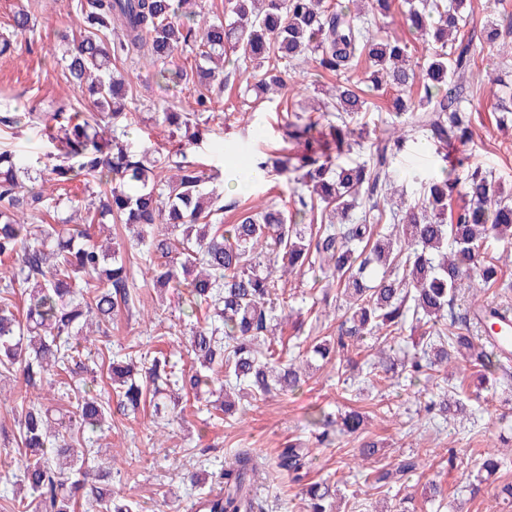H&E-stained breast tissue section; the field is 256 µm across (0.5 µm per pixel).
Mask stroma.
Segmentation results:
<instances>
[{
    "label": "stroma",
    "mask_w": 512,
    "mask_h": 512,
    "mask_svg": "<svg viewBox=\"0 0 512 512\" xmlns=\"http://www.w3.org/2000/svg\"><path fill=\"white\" fill-rule=\"evenodd\" d=\"M20 4L31 10L34 27L15 37L14 52L0 56V99L12 98L21 104L33 97L80 101V91L66 78L61 62L63 48L55 37L57 30L71 24L73 0H0V34L8 33L10 14ZM500 65V57L483 52L476 71L466 79L473 93L476 122L472 140L460 147L459 153L470 165L492 171L509 187L512 127L499 128L494 99ZM112 71L126 80L130 141L138 147H171L172 140L166 127L159 124L158 114L166 108L193 111L196 89L180 90L152 78L142 68L136 52L113 61ZM336 81L335 75H316L314 66L305 64L290 76L283 94L270 99L246 92L244 78L235 70L229 72L223 86L210 87L214 115L202 140L190 146L187 154L221 173L215 187L223 196L224 223H237L250 206L291 204L301 188L297 181L274 175L241 186L230 176L236 167L288 149L282 128L286 112L297 102L314 97L317 90L333 89ZM393 97L390 89L373 94L368 116L353 122V137L364 145L363 150L353 152V160L367 159V144L392 118ZM391 170L396 189L403 191L406 200L414 201L419 196V178L438 175L440 162L422 133L416 131L409 136L404 151L393 158ZM286 288L299 317L293 323L282 322L276 334L284 354L293 358L309 348L312 338L335 335L340 321L339 301L335 279L318 272L289 277ZM138 293L141 312L111 325L103 345L115 354L132 348L163 351L189 363L185 349L188 325H181L173 334L163 317L164 311L177 309V291H167L161 301L150 281L143 280ZM374 360V347L364 345L356 358L361 369L359 380L346 390L329 366L320 358H312L299 389L285 395L241 397L236 402V414L226 419L210 417L205 404L189 396L182 400L180 419L162 432L148 410L133 419L114 417L111 429L99 442L101 449L116 460L118 471L112 476V488L135 503V512H188L207 491L206 486L192 484L190 474L204 477L216 473L236 449L250 448L266 466L265 474L254 486L263 512H304L301 486L275 470L279 450L291 443H314V411H325L336 420L345 411L357 409L368 417L365 435L383 444L375 458L377 466L414 454L422 458L424 468L394 489H373L344 467L362 437L339 435L332 447L317 450L308 479L313 482L331 475L342 497L341 512H379L383 506L397 512L399 500L405 496L411 499L410 512H453L459 502L464 503L467 512H512V504L499 494L500 487L512 481V470L497 473L478 485L466 479L468 471L476 470L479 455L488 444L512 434V390L497 394L477 391L475 376L467 369L456 373L449 384L473 409V416L454 423L439 416L421 418L416 413L418 391H435L439 377H432L421 387L405 378L393 385L370 374ZM432 480L447 491L443 505L433 504L424 494L425 484Z\"/></svg>",
    "instance_id": "obj_1"
}]
</instances>
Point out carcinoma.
I'll list each match as a JSON object with an SVG mask.
<instances>
[{"label":"carcinoma","mask_w":512,"mask_h":512,"mask_svg":"<svg viewBox=\"0 0 512 512\" xmlns=\"http://www.w3.org/2000/svg\"><path fill=\"white\" fill-rule=\"evenodd\" d=\"M466 0H406V20L428 46L423 61H412L406 44L375 36L369 29L362 0H227L230 19L204 25L196 32L192 0H76L84 33L70 38L61 60L70 81L85 100V110L65 102L35 99L23 112L0 110V125L29 126L54 147L21 159L0 150V259L13 261L11 276L0 283V367L19 375L25 391L56 386L61 371L86 368L89 335L112 323L122 311L132 314L138 301L136 268L150 274L153 287L185 290L184 303L194 311L204 305L210 326L191 331L183 368L164 355L128 356L108 362L116 407L98 392L83 387L74 394L68 422L89 432L76 441L62 432L63 421L49 408L20 397L13 439L19 455L3 466L16 468L29 488L31 501H17L13 512H74L82 495L93 512H133V503L98 486L112 475L108 461L73 479L78 449L94 447V433L115 414L127 418L152 404L155 415L169 419L180 395L219 392L216 409L231 413V391L245 386L253 396L288 392L303 383L301 364L285 360L271 337L278 314L293 308L279 286L283 277L320 270L337 278L343 299L337 334L313 341L311 352L328 361L343 386H348L352 354L368 338L394 341L407 323L422 330L406 354L404 371L415 381L442 365L466 360L482 369L476 391L509 385L512 375L500 355L481 335H493L498 306L489 303L481 335L465 314L452 313L465 300L464 282L475 274L483 286L498 280L496 258L487 249L512 245V194L492 172L465 166L454 149L472 139L471 109L463 103V87L452 80L473 70L477 48L504 49L512 34V14L502 23L479 31H463ZM119 24L121 37L102 33ZM31 12L19 7L11 16L12 35L33 28ZM198 42L195 68L170 70L167 61L179 48ZM142 53L155 78L187 88L224 82V68L234 63L252 69L253 90L274 93L287 87L296 66L312 61L322 71L344 77L334 94L312 110L292 113L285 137L296 151L270 157L259 169L296 175L303 189L292 206H267L248 211L236 224L213 223L223 213L220 195L206 189L215 179L203 165L191 161L182 145L154 153L124 140L127 119L125 79L112 73V60L132 51ZM235 59H230V55ZM367 64L371 89L386 86L401 94L394 116L415 118L416 127L446 163L441 178L421 181L422 194L403 215L393 212L395 234L374 238L380 208L393 189L390 159L407 137L388 125L369 146L371 161L349 163L354 152L350 123L367 109L364 90L349 79L360 62ZM505 93L499 98L501 118L512 114V80L498 76ZM418 86L416 99L402 95ZM195 112L161 113L166 127L184 130L187 144L200 140L207 124L211 97L198 95ZM98 191L84 203L89 224H55L38 220L57 211L72 197L47 195L44 184L62 187L78 180ZM464 198L457 212L448 201ZM96 224H122L138 248L136 261L123 255L121 244L94 241ZM29 291L19 310L17 291ZM465 410L449 389L431 395L419 411L448 416ZM364 414L350 411L340 430L360 434ZM506 455L487 452L476 478L507 468ZM308 451L292 443L277 455L276 467L300 483L307 476ZM418 462L403 457L373 470L365 481L376 489L392 488L415 473ZM260 464L249 448L238 449L215 476L202 498V512H254L259 507L253 489ZM336 483L325 479L308 484L307 512H332Z\"/></svg>","instance_id":"cac0c4a2"}]
</instances>
